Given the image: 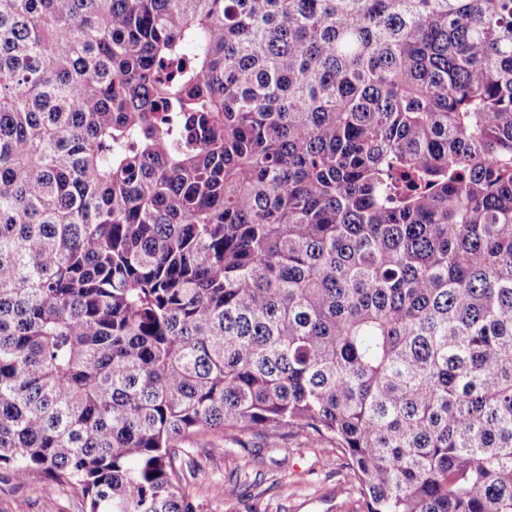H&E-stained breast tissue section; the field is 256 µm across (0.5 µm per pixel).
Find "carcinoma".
<instances>
[{
  "instance_id": "cac0c4a2",
  "label": "carcinoma",
  "mask_w": 512,
  "mask_h": 512,
  "mask_svg": "<svg viewBox=\"0 0 512 512\" xmlns=\"http://www.w3.org/2000/svg\"><path fill=\"white\" fill-rule=\"evenodd\" d=\"M230 432L512 512V0H0V466L190 512Z\"/></svg>"
}]
</instances>
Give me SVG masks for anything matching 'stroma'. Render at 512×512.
<instances>
[{
  "label": "stroma",
  "instance_id": "obj_1",
  "mask_svg": "<svg viewBox=\"0 0 512 512\" xmlns=\"http://www.w3.org/2000/svg\"><path fill=\"white\" fill-rule=\"evenodd\" d=\"M199 465L185 485L192 512H364L338 449L291 436L245 434L236 442L183 441ZM80 492L0 467V512H82Z\"/></svg>",
  "mask_w": 512,
  "mask_h": 512
}]
</instances>
